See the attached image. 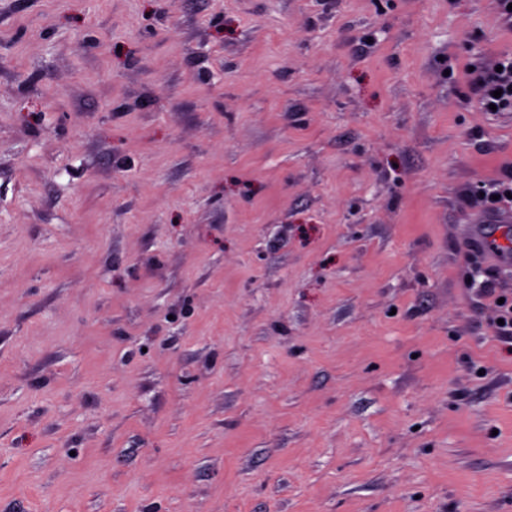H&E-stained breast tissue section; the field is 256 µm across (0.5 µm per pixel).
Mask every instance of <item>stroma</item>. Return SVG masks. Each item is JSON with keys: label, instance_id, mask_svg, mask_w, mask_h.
<instances>
[{"label": "stroma", "instance_id": "1", "mask_svg": "<svg viewBox=\"0 0 512 512\" xmlns=\"http://www.w3.org/2000/svg\"><path fill=\"white\" fill-rule=\"evenodd\" d=\"M496 16L0 0V512H512ZM502 66V71L497 72L496 67ZM475 86L479 96L481 110L485 112H512V55H504L484 63L476 70ZM502 89L499 98L493 96V92ZM490 104L496 105V110L489 108ZM500 298L502 297L497 296L495 298V303L500 312L498 319H503L504 325H500L497 322V336L500 338V341L504 346L512 349V302L509 303L507 299H504V303L498 304V300Z\"/></svg>", "mask_w": 512, "mask_h": 512}]
</instances>
